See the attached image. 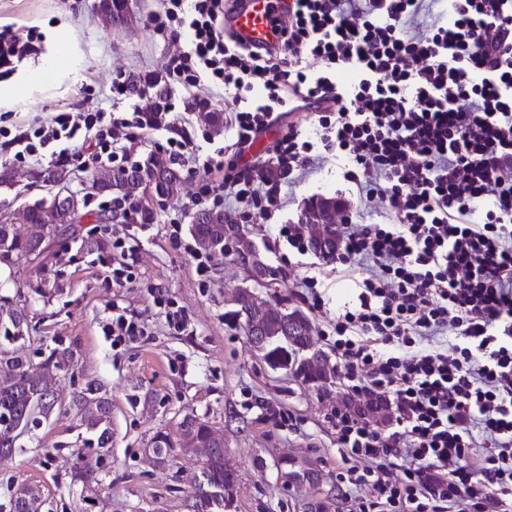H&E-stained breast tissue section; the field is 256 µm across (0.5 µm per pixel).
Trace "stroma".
<instances>
[{
    "mask_svg": "<svg viewBox=\"0 0 512 512\" xmlns=\"http://www.w3.org/2000/svg\"><path fill=\"white\" fill-rule=\"evenodd\" d=\"M97 0H0V28L12 27L19 35L34 31L51 36L62 22H70L77 52L70 69L32 96L21 99L0 120L7 128L32 121H49L55 112H76L113 107L130 112L140 101L125 96L108 102L106 95L117 73L151 77L177 50L176 44L156 33L150 23L160 0H136V22L129 27L106 26L98 16ZM169 103L185 112L180 132L195 146L179 162L182 173L198 165L199 152L228 142L226 125L198 121L177 85L168 87ZM315 105L298 107L283 122L255 141L244 157L226 152L234 168L245 159L267 157L289 125L314 134ZM41 165L15 170L12 185L0 186V219L26 230L25 206L51 197L52 188L38 178ZM192 184L180 196L153 203L150 236L142 238L134 283L114 287L110 270L94 264L93 256L110 255L120 226L98 221L104 196L89 199L75 223L63 225L46 242L37 259L21 256L0 264V299L25 309L30 339L22 355L39 361L56 344L73 345L78 361L62 373L63 394L93 381L112 397V448L99 454L96 446L79 435L71 417H53L25 442L14 456L0 458V499L22 484L40 486L46 499L43 512H186L192 489L187 475L196 471L198 457L172 449L163 463L148 453L157 432L180 438L184 416L211 422L224 435V455L239 479L237 512H336L340 485L336 478L339 455L336 431L329 417L340 400V385L324 387L306 382L294 369L271 368L262 352L249 342L242 318L236 317L235 297L249 286L261 301L288 308H303L298 296L303 277L318 280L325 307L309 312L313 349L332 354L330 341L320 335L321 324L334 317L338 306L355 296V284L342 267L314 253L299 254L279 238L277 225L297 223L306 202L317 196L344 201L355 197L354 184L343 178V167L333 154L322 159L294 182L284 184V207L273 221L245 223L272 274L262 283L246 284V272L233 253L212 254L210 267L198 273L196 262L184 249L196 211L190 205ZM182 307L190 334L170 330L156 291ZM144 323L145 336L113 345L104 326L113 306ZM279 417H272V410ZM97 464L103 486L83 491L73 481L76 456ZM312 465L317 479L285 474L281 460Z\"/></svg>",
    "mask_w": 512,
    "mask_h": 512,
    "instance_id": "stroma-1",
    "label": "stroma"
}]
</instances>
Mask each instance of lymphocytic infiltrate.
I'll return each mask as SVG.
<instances>
[{
	"label": "lymphocytic infiltrate",
	"mask_w": 512,
	"mask_h": 512,
	"mask_svg": "<svg viewBox=\"0 0 512 512\" xmlns=\"http://www.w3.org/2000/svg\"><path fill=\"white\" fill-rule=\"evenodd\" d=\"M224 6L163 0L156 30L185 44L164 65L185 94L233 93L235 146L297 98L334 103L317 139L278 140L274 177L261 163L225 173L240 219H272L318 146L344 162L358 207L383 212L338 226V261L359 275L326 326L347 398L332 418L339 512H512V0H290L263 51L225 37ZM177 121L58 112L0 128V145L22 167L85 172L117 158L113 128L132 143ZM382 408L384 426L370 417Z\"/></svg>",
	"instance_id": "f902f5d3"
}]
</instances>
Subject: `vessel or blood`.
Returning a JSON list of instances; mask_svg holds the SVG:
<instances>
[{
	"instance_id": "vessel-or-blood-1",
	"label": "vessel or blood",
	"mask_w": 512,
	"mask_h": 512,
	"mask_svg": "<svg viewBox=\"0 0 512 512\" xmlns=\"http://www.w3.org/2000/svg\"><path fill=\"white\" fill-rule=\"evenodd\" d=\"M287 4L288 0H238L225 12L224 23L244 44L268 48L280 39L278 28L285 21Z\"/></svg>"
}]
</instances>
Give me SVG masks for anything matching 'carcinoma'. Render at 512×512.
Here are the masks:
<instances>
[{"label": "carcinoma", "instance_id": "cac0c4a2", "mask_svg": "<svg viewBox=\"0 0 512 512\" xmlns=\"http://www.w3.org/2000/svg\"><path fill=\"white\" fill-rule=\"evenodd\" d=\"M109 26L124 27L133 23L136 12L128 9V0H112V9L99 11ZM161 78H125L126 91L142 102L141 111L153 117L164 110L167 96L155 92ZM91 186L112 194V202L136 201L142 223L153 220L150 198L169 199L183 189L182 173L175 163L161 153H152L141 165L128 170L122 166H101L88 178ZM76 220L74 213L59 207L55 201H40L28 209L26 221L38 229L22 236L14 225L0 222V262L14 256L38 257L44 252L45 241L64 224ZM310 246L326 258L336 257L338 246L336 229V198L319 196L311 199L300 220ZM190 233L199 251L222 252L233 246L236 259L243 267L248 262L264 267L265 261L253 241L240 224L239 217L222 208L198 210L190 224ZM236 315L243 317L248 339L257 334L263 343L253 347L264 352L275 369L296 368V372L313 384L323 386L336 377V367L328 357L312 349V327L306 314L298 308L290 311L278 304H267L254 299L250 289H239ZM29 334L27 317L17 309L0 308V418L8 422L0 425V456H9L22 447L21 440L35 427L50 419L60 405L50 397L46 380L74 363L77 351L70 347L55 348L31 369V361L17 354L14 345L26 341ZM70 407L76 412L78 427L86 435V442L107 453L112 448V400L96 383L88 382L73 394ZM181 450L202 459L200 472L191 479L194 492L186 500L187 512H224L234 505L238 486L235 470L224 463V440L217 439L218 431L210 423L197 417L184 419ZM173 447L169 437L158 432L149 448L154 461L161 463ZM42 492L37 486L24 488V496H11L0 503V512H41Z\"/></svg>", "mask_w": 512, "mask_h": 512}]
</instances>
